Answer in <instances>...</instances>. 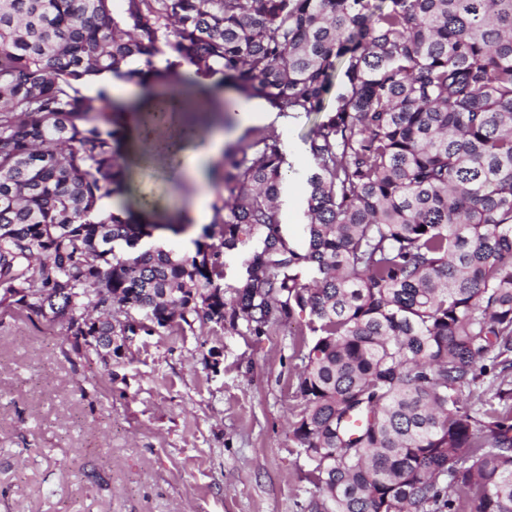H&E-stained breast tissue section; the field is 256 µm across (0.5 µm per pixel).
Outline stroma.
I'll return each instance as SVG.
<instances>
[{
  "instance_id": "35a3bbf8",
  "label": "stroma",
  "mask_w": 512,
  "mask_h": 512,
  "mask_svg": "<svg viewBox=\"0 0 512 512\" xmlns=\"http://www.w3.org/2000/svg\"><path fill=\"white\" fill-rule=\"evenodd\" d=\"M181 91L182 120L214 126L208 82ZM172 135L124 147L129 197L158 224L204 191ZM68 322L0 308V512H304L288 327L256 336L200 317L182 335L127 337L107 367L74 349Z\"/></svg>"
}]
</instances>
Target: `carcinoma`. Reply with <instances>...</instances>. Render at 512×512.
Returning a JSON list of instances; mask_svg holds the SVG:
<instances>
[{"instance_id":"1","label":"carcinoma","mask_w":512,"mask_h":512,"mask_svg":"<svg viewBox=\"0 0 512 512\" xmlns=\"http://www.w3.org/2000/svg\"><path fill=\"white\" fill-rule=\"evenodd\" d=\"M111 2L0 0V306L70 313L107 367L113 335L224 325V253L252 242L231 317L260 336L309 311L308 512H512V0ZM132 61L322 115L304 251L269 134L226 153L195 255L137 247L131 208L101 206L126 181L122 113L82 92ZM129 303L142 320L115 327Z\"/></svg>"}]
</instances>
